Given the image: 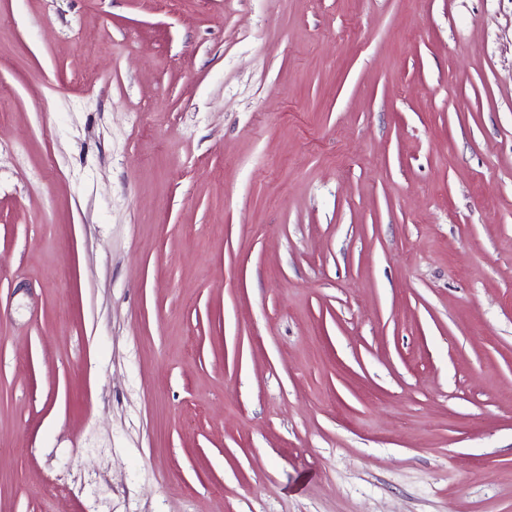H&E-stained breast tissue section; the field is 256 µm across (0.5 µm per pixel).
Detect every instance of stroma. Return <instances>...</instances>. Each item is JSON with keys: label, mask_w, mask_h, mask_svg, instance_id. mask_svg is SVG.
<instances>
[{"label": "stroma", "mask_w": 512, "mask_h": 512, "mask_svg": "<svg viewBox=\"0 0 512 512\" xmlns=\"http://www.w3.org/2000/svg\"><path fill=\"white\" fill-rule=\"evenodd\" d=\"M0 512H512V0H0Z\"/></svg>", "instance_id": "35a3bbf8"}]
</instances>
